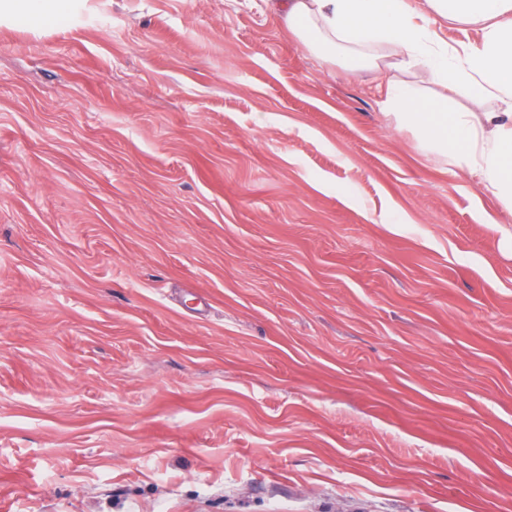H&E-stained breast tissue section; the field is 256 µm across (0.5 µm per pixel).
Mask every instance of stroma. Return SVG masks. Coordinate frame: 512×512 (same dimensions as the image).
<instances>
[{
  "label": "stroma",
  "instance_id": "obj_1",
  "mask_svg": "<svg viewBox=\"0 0 512 512\" xmlns=\"http://www.w3.org/2000/svg\"><path fill=\"white\" fill-rule=\"evenodd\" d=\"M264 0L0 17L5 512H512V221Z\"/></svg>",
  "mask_w": 512,
  "mask_h": 512
}]
</instances>
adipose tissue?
<instances>
[{
    "mask_svg": "<svg viewBox=\"0 0 512 512\" xmlns=\"http://www.w3.org/2000/svg\"><path fill=\"white\" fill-rule=\"evenodd\" d=\"M296 43L328 60L344 52L351 69H379L374 46L398 48L397 70L413 69L429 82L462 87L469 110L453 111L447 97L426 99L408 84L383 77L386 112L398 129L415 133L420 147L448 160L458 178H478L501 214L512 218V0H266ZM439 17L478 27L477 45L450 48L430 30ZM501 108L484 111L488 99Z\"/></svg>",
    "mask_w": 512,
    "mask_h": 512,
    "instance_id": "adipose-tissue-1",
    "label": "adipose tissue"
}]
</instances>
